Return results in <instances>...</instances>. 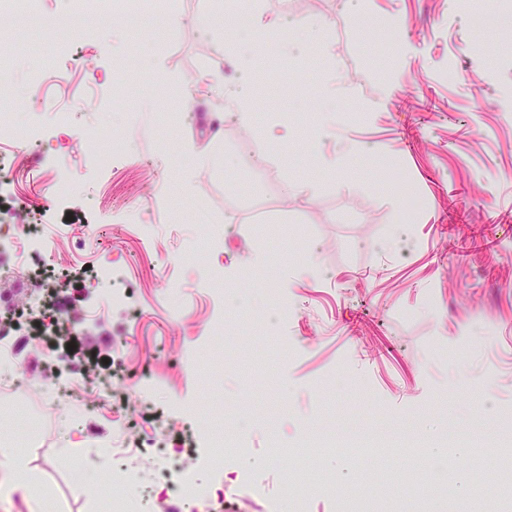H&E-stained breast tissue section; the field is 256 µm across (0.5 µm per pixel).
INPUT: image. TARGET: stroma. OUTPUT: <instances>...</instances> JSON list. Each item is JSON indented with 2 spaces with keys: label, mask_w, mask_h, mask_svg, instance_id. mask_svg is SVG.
<instances>
[{
  "label": "stroma",
  "mask_w": 512,
  "mask_h": 512,
  "mask_svg": "<svg viewBox=\"0 0 512 512\" xmlns=\"http://www.w3.org/2000/svg\"><path fill=\"white\" fill-rule=\"evenodd\" d=\"M477 2L499 16L481 34L462 0H366L363 16L344 0H276L280 20L297 25L288 46L252 57L246 73L212 45L207 0H170L161 51L125 28L65 32L39 89L28 71L43 43L29 38L15 49L0 86L37 135L15 143L0 132V158L23 151L74 194L58 206L13 165L0 208L23 202L35 224L98 225L118 283L133 288L128 312L75 329L100 350L99 365L66 341L15 334L25 360L17 376L42 374L46 389L11 401L41 431L34 442L14 433L11 446L50 512H110L113 498L128 495L140 497L142 512H157L167 491L157 465L213 453L194 425L169 413L172 395L243 442L224 469L196 471L223 512H261L238 487L244 472L270 498L287 475L306 474L307 512H337L365 484L385 489L379 512H407L436 481L433 458L394 451V437L408 433L443 449L457 476L446 512H483L474 485L487 499L500 494L499 462L448 445L462 430L499 439L512 419V0ZM322 19L333 20L336 38L315 58L307 48ZM215 72L252 105L253 126L227 122L228 100L209 81ZM274 116L281 125L270 135ZM94 126L126 137L122 159L100 166L105 146L89 141ZM256 140L265 149L255 165L200 161L234 157ZM288 181L310 183V197L280 196ZM159 184L166 194L134 210ZM174 254L187 302L173 321L160 291ZM210 271L241 288L247 308L225 307L220 336L211 333ZM271 292L296 314L266 331ZM135 317L138 340L123 344ZM119 346L133 362H149L155 384L140 411L167 442L161 458L130 465L125 485L113 484L121 461L100 443L111 418L91 419L97 437H83L75 406L47 395L57 375L78 381L86 372L123 392L110 362ZM208 354L223 371L205 362ZM323 428L391 432V453L354 462L284 453ZM90 459L101 481H73L72 469Z\"/></svg>",
  "instance_id": "obj_1"
}]
</instances>
